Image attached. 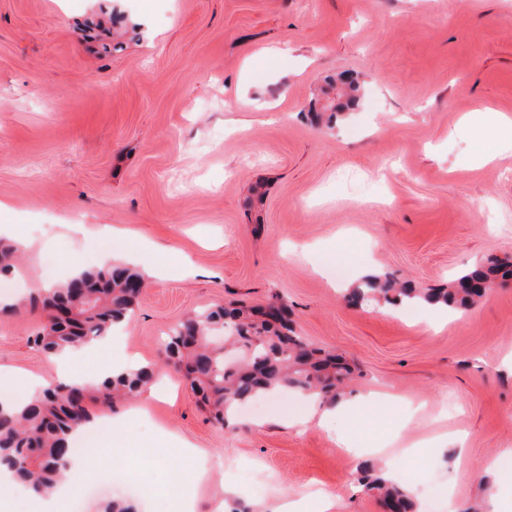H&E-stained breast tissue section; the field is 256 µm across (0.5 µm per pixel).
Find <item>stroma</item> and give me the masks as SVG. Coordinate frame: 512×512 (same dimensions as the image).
Here are the masks:
<instances>
[{"label":"stroma","instance_id":"obj_1","mask_svg":"<svg viewBox=\"0 0 512 512\" xmlns=\"http://www.w3.org/2000/svg\"><path fill=\"white\" fill-rule=\"evenodd\" d=\"M345 77L358 107L311 124L320 88ZM480 112L512 117V0H0V201L26 239L14 291L128 253L148 283L119 339L68 364L91 375L117 351L158 371L157 396L100 410L136 425L92 471H128L150 512H168L172 471L195 512H385L336 444L379 431L411 449L394 477L423 512L511 481L512 286L446 320L345 300L359 265L434 288L512 256V146L469 166ZM275 299L308 344L362 369L348 416L297 425L311 409L291 392L212 424L165 364L168 329ZM39 326L0 313V369L56 383ZM376 391L398 399L362 404Z\"/></svg>","mask_w":512,"mask_h":512}]
</instances>
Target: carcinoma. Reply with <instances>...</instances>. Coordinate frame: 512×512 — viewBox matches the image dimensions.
I'll use <instances>...</instances> for the list:
<instances>
[{"instance_id":"1","label":"carcinoma","mask_w":512,"mask_h":512,"mask_svg":"<svg viewBox=\"0 0 512 512\" xmlns=\"http://www.w3.org/2000/svg\"><path fill=\"white\" fill-rule=\"evenodd\" d=\"M20 248L0 241V274L15 267ZM512 273V257L489 256L459 274L445 288L418 289L390 275L362 278L348 289L347 301L361 305L384 300L398 306L423 300L467 311L497 280ZM145 278L137 269L109 264L89 268L52 290L36 288L28 297L3 305L7 312H43L34 343L49 355L112 333L126 322ZM167 359L184 371L193 392L224 423L235 408L271 389L314 393L334 405L355 378L343 357L308 345L288 324L262 310L205 308L179 322L165 344ZM149 366L132 368L95 388L78 382L48 384L28 402L0 401V468L34 493L49 495L72 481L77 461L74 436L92 424L91 408L112 409L118 399L137 398L152 381ZM356 483L378 496L392 512H413L410 491L382 470L363 466Z\"/></svg>"}]
</instances>
